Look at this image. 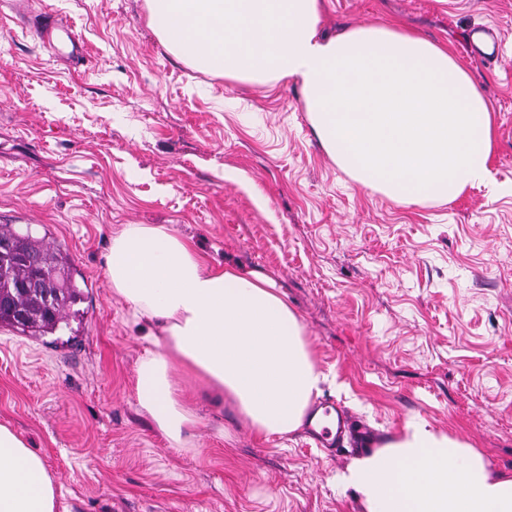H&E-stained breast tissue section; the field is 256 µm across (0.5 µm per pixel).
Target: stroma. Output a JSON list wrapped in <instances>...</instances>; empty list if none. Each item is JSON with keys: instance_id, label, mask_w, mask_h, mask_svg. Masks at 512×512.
<instances>
[{"instance_id": "stroma-1", "label": "stroma", "mask_w": 512, "mask_h": 512, "mask_svg": "<svg viewBox=\"0 0 512 512\" xmlns=\"http://www.w3.org/2000/svg\"><path fill=\"white\" fill-rule=\"evenodd\" d=\"M390 22L448 44L493 109L491 181L452 202L359 187L295 79L194 69L150 26L147 0L0 5V224L61 251L84 294L55 334L0 327V423L42 455L59 512H363L337 481L359 448L254 436L190 378L183 446L140 408L150 343L106 275L129 224L173 226L215 265L272 278L323 397L367 437L418 417L512 471V0H324L328 34ZM50 25L49 50L37 33ZM484 25L501 42L492 67L468 46Z\"/></svg>"}]
</instances>
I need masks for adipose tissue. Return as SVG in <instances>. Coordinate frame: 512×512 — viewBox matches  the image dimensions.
Segmentation results:
<instances>
[{"label":"adipose tissue","instance_id":"adipose-tissue-1","mask_svg":"<svg viewBox=\"0 0 512 512\" xmlns=\"http://www.w3.org/2000/svg\"><path fill=\"white\" fill-rule=\"evenodd\" d=\"M324 0H149L151 25L176 56L233 80L292 78L314 131L360 187L405 203H449L488 183L493 113L447 47L393 25L320 32ZM107 277L133 323L158 328L136 396L181 444L196 421L175 374L224 398L258 436L304 424L326 380L306 329L266 275L210 263L163 225L112 238ZM364 512H512V472L421 419L338 475ZM0 512H58L43 458L0 423Z\"/></svg>","mask_w":512,"mask_h":512}]
</instances>
